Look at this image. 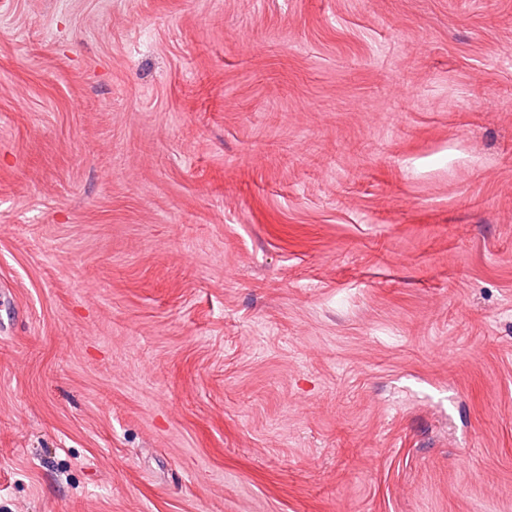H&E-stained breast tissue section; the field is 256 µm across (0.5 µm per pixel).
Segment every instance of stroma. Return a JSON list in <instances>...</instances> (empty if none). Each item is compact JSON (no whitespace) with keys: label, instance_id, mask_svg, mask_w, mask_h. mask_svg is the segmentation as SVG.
Here are the masks:
<instances>
[{"label":"stroma","instance_id":"1","mask_svg":"<svg viewBox=\"0 0 512 512\" xmlns=\"http://www.w3.org/2000/svg\"><path fill=\"white\" fill-rule=\"evenodd\" d=\"M0 512H512V0H0Z\"/></svg>","mask_w":512,"mask_h":512}]
</instances>
